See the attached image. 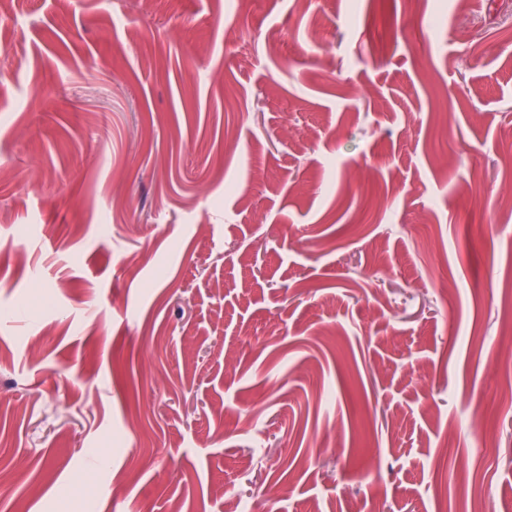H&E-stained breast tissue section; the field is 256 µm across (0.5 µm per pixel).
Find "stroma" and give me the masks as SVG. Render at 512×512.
<instances>
[{
  "label": "stroma",
  "mask_w": 512,
  "mask_h": 512,
  "mask_svg": "<svg viewBox=\"0 0 512 512\" xmlns=\"http://www.w3.org/2000/svg\"><path fill=\"white\" fill-rule=\"evenodd\" d=\"M0 66V512H512V0H9Z\"/></svg>",
  "instance_id": "35a3bbf8"
}]
</instances>
